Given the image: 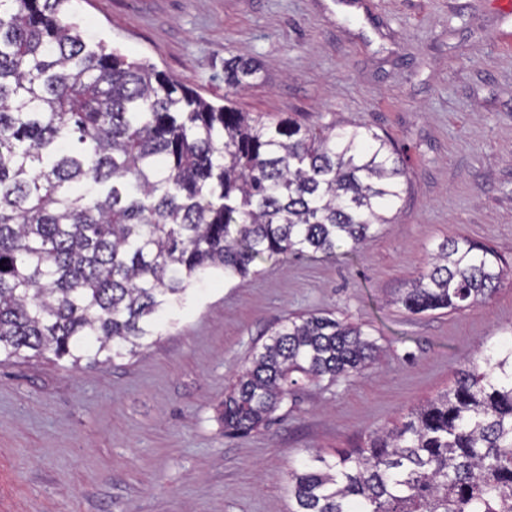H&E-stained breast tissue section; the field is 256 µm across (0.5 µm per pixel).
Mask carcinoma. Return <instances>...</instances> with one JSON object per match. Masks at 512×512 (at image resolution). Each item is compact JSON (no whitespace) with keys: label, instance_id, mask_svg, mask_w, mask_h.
Wrapping results in <instances>:
<instances>
[{"label":"carcinoma","instance_id":"1","mask_svg":"<svg viewBox=\"0 0 512 512\" xmlns=\"http://www.w3.org/2000/svg\"><path fill=\"white\" fill-rule=\"evenodd\" d=\"M72 0H0V357L100 363L149 346L193 281L270 258H348L392 222L405 170L388 137L206 101L149 62L89 45ZM255 66L224 61L238 90ZM512 276L447 238L394 303L461 311ZM371 327L283 320L224 394V435L258 430L309 383L379 360ZM296 512H512V329L453 386L336 458L288 475Z\"/></svg>","mask_w":512,"mask_h":512}]
</instances>
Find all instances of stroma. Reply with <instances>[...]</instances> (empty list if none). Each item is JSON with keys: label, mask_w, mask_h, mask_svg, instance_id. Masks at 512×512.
<instances>
[{"label": "stroma", "mask_w": 512, "mask_h": 512, "mask_svg": "<svg viewBox=\"0 0 512 512\" xmlns=\"http://www.w3.org/2000/svg\"><path fill=\"white\" fill-rule=\"evenodd\" d=\"M86 36L206 100L275 121L389 135L407 181L394 223L350 259H268L208 277L156 343L92 368L0 362V512H295L288 473L334 458L443 392L462 358L512 326V283L471 309L391 304L449 237L512 260V10L505 0H72ZM375 329L379 363L299 385L264 428L224 434V393L292 314ZM255 72V66L242 58H231L224 62V82L235 91L249 85L246 79Z\"/></svg>", "instance_id": "obj_1"}]
</instances>
